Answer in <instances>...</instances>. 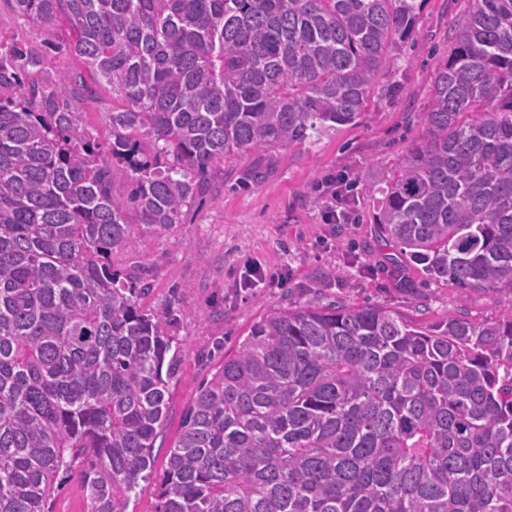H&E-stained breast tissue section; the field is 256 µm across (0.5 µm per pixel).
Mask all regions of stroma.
<instances>
[{"label": "stroma", "mask_w": 512, "mask_h": 512, "mask_svg": "<svg viewBox=\"0 0 512 512\" xmlns=\"http://www.w3.org/2000/svg\"><path fill=\"white\" fill-rule=\"evenodd\" d=\"M468 6V0H426L409 59L393 75L392 92L371 100L368 118L267 160L248 154L218 166L213 193L182 223L164 231L138 226L136 250L113 254L115 268L146 284L141 305L177 315L171 333L180 350L153 450L155 471L165 467L200 383L273 308L310 299L378 302L428 323L461 302L475 319L512 312V288L488 293L428 282L407 260V286L397 287L389 272L401 252L383 241L377 201L368 192L388 179L419 136L417 114L429 101L434 58L451 49V31ZM0 41L39 51L50 79L80 67L46 30L18 16L13 0H0ZM342 174L355 183L354 221L331 224L325 202Z\"/></svg>", "instance_id": "1"}]
</instances>
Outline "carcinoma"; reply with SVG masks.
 I'll return each instance as SVG.
<instances>
[{
    "instance_id": "cac0c4a2",
    "label": "carcinoma",
    "mask_w": 512,
    "mask_h": 512,
    "mask_svg": "<svg viewBox=\"0 0 512 512\" xmlns=\"http://www.w3.org/2000/svg\"><path fill=\"white\" fill-rule=\"evenodd\" d=\"M123 106L103 145L82 74L0 43V512H512V314L275 308L199 387L161 476L174 314L112 266L217 166L364 117L425 0H14ZM378 224L426 279L512 288V0H469ZM78 468L76 465L71 475L60 482L61 474L55 483L49 499L52 512H86V499L76 473Z\"/></svg>"
}]
</instances>
